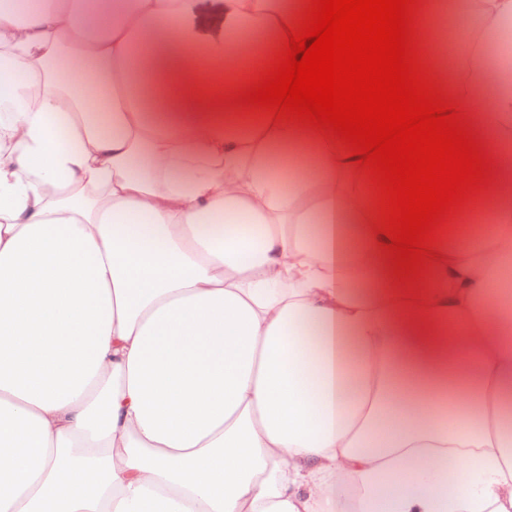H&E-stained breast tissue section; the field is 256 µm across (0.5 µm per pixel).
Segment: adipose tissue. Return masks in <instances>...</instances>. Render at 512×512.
Segmentation results:
<instances>
[{"label": "adipose tissue", "instance_id": "adipose-tissue-1", "mask_svg": "<svg viewBox=\"0 0 512 512\" xmlns=\"http://www.w3.org/2000/svg\"><path fill=\"white\" fill-rule=\"evenodd\" d=\"M309 4L0 0V512H512V0L462 80L417 10L494 181L406 284L348 147L233 101Z\"/></svg>", "mask_w": 512, "mask_h": 512}]
</instances>
